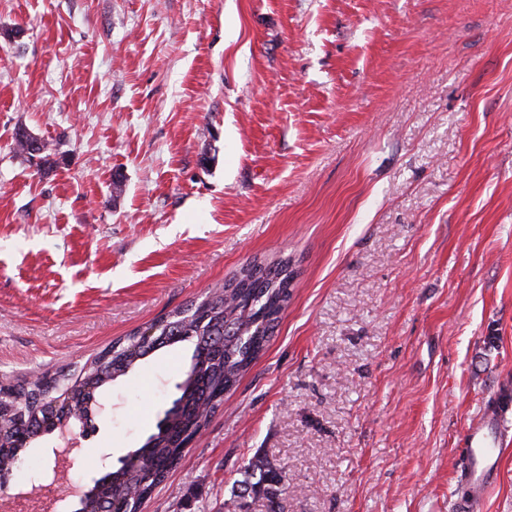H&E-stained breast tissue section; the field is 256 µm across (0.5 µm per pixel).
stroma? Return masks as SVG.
<instances>
[{
  "instance_id": "1",
  "label": "stroma",
  "mask_w": 512,
  "mask_h": 512,
  "mask_svg": "<svg viewBox=\"0 0 512 512\" xmlns=\"http://www.w3.org/2000/svg\"><path fill=\"white\" fill-rule=\"evenodd\" d=\"M285 259L276 335L141 512H238L258 454L286 512H456L463 436L512 386V0H0V377ZM189 353L113 385L56 512ZM500 442L481 512H512V411ZM286 475L282 467L264 457H253L245 466L243 479L232 488V501L242 507L248 498L263 497L268 512H284L283 486Z\"/></svg>"
}]
</instances>
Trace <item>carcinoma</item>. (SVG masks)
I'll list each match as a JSON object with an SVG mask.
<instances>
[{"instance_id":"obj_1","label":"carcinoma","mask_w":512,"mask_h":512,"mask_svg":"<svg viewBox=\"0 0 512 512\" xmlns=\"http://www.w3.org/2000/svg\"><path fill=\"white\" fill-rule=\"evenodd\" d=\"M293 280L294 270L286 260L254 261L202 300L156 319L148 340L133 331L76 372L49 377L48 384L40 379L25 386L0 383V473L23 468L26 448L17 445L20 434L33 442L63 423L71 424L77 412L91 421L90 415L99 410L97 396L119 378L150 355L189 342L193 351L175 384L179 396L164 411L157 432L94 480L76 504V512H141L144 501L181 462L184 444L205 430L224 404V394L266 349ZM285 479L282 467L256 456L233 485L232 501L241 507L250 498L262 497L269 512H285Z\"/></svg>"}]
</instances>
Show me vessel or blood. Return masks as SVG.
<instances>
[{
  "label": "vessel or blood",
  "instance_id": "obj_1",
  "mask_svg": "<svg viewBox=\"0 0 512 512\" xmlns=\"http://www.w3.org/2000/svg\"><path fill=\"white\" fill-rule=\"evenodd\" d=\"M512 410V393L502 391L482 412L478 423L465 435L463 465L458 477L469 488L468 496L460 498L457 512H475L498 477L500 450L496 448L492 435L502 427L501 417Z\"/></svg>",
  "mask_w": 512,
  "mask_h": 512
}]
</instances>
